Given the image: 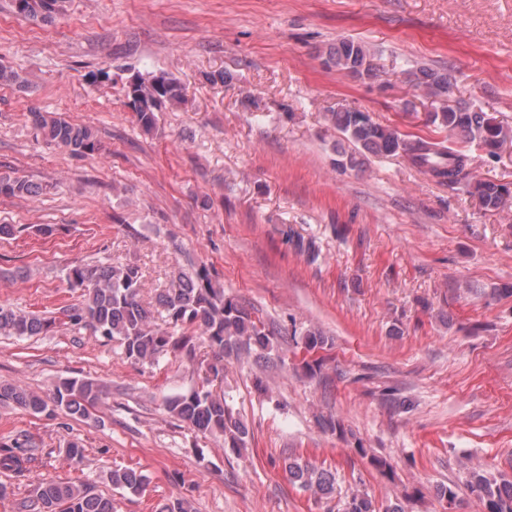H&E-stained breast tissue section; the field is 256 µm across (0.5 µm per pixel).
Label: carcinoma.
Returning a JSON list of instances; mask_svg holds the SVG:
<instances>
[{"label":"carcinoma","mask_w":512,"mask_h":512,"mask_svg":"<svg viewBox=\"0 0 512 512\" xmlns=\"http://www.w3.org/2000/svg\"><path fill=\"white\" fill-rule=\"evenodd\" d=\"M68 0H10L12 11L35 21L51 23L67 11ZM328 68L354 78L376 80L380 68L375 54L364 42L341 39L322 54ZM410 82L434 105L428 113L431 124L448 131V139L475 146L493 156L512 140V128L496 122L488 113L467 105L445 104L452 82L448 74L429 68L409 73ZM129 106L140 128L147 134L156 130L158 112L168 105L184 101V88L167 75L137 76L133 89L126 91ZM329 121L354 150L338 152L337 164L356 169L368 156H402L420 171L456 184L470 178L469 158L463 151L438 141L410 138L390 126H382L366 112L339 108L328 113ZM31 119L43 138L75 157L99 149L96 131L70 122L52 113L33 112ZM42 187L24 177L0 173V195L35 196ZM471 195L485 211H496L507 203L512 189L506 184L476 180ZM70 287L82 291L83 300L62 310L71 326L85 328L117 342L125 356L136 363L155 365L170 352H179L193 361L203 349L213 353L201 385L165 400L166 411L185 422L195 433L224 436V446L244 448L248 430L236 417L226 395L211 388L224 377V357L254 349L268 351L274 336L251 312L217 286L206 265L190 271L176 269L167 284L157 289L155 301L141 299L144 280L136 265L71 266L66 272ZM55 327V318L39 317L0 305V333L5 336H39ZM108 398L102 383L89 378H61L52 392L43 396L18 384L0 382V404L15 405L32 415L62 412L72 418L89 420ZM65 454L70 465L79 468L85 461V449L77 439L67 442ZM36 458L29 439L15 438L0 443V470L21 474ZM291 481L314 496L328 497L335 491L336 475L317 471L295 459L285 463ZM112 488L138 493L148 477L133 468L113 469L107 473ZM467 485L477 498L480 512H512V481L488 477L476 466L468 467ZM19 512H113L112 496L96 494L84 484L44 480L22 499ZM343 512H379L366 493H351Z\"/></svg>","instance_id":"1"}]
</instances>
